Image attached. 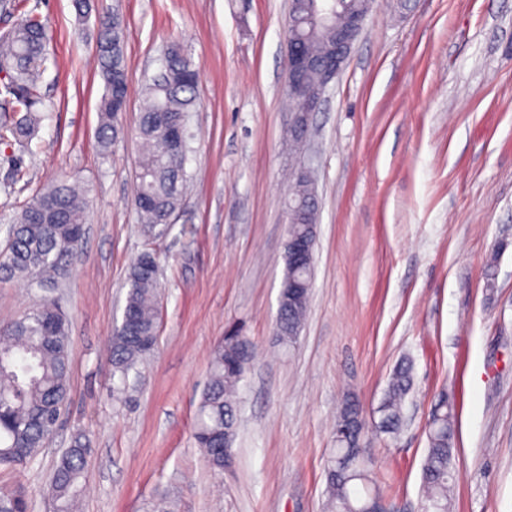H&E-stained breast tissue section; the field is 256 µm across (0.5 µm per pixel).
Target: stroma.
I'll list each match as a JSON object with an SVG mask.
<instances>
[{
	"label": "stroma",
	"mask_w": 512,
	"mask_h": 512,
	"mask_svg": "<svg viewBox=\"0 0 512 512\" xmlns=\"http://www.w3.org/2000/svg\"><path fill=\"white\" fill-rule=\"evenodd\" d=\"M53 38L34 134L0 129V252L14 217L54 179L87 190L83 253L55 287L0 284V324L44 299L68 315L69 401L0 494L54 512L47 489L76 432L89 438L78 512H327L336 415L366 417L410 361L406 423L369 435L373 484L393 512H423L435 396L454 402L448 512H512V0H375L304 143L289 141V0H27ZM126 28L125 135L98 144L104 91L94 12ZM179 44L198 69L189 188L151 239L133 204L146 80ZM319 202L314 283L300 335L280 344L291 175ZM160 256L158 346L121 392L109 349L131 263ZM251 357L234 464L209 468L193 437L211 353L228 331Z\"/></svg>",
	"instance_id": "obj_1"
}]
</instances>
